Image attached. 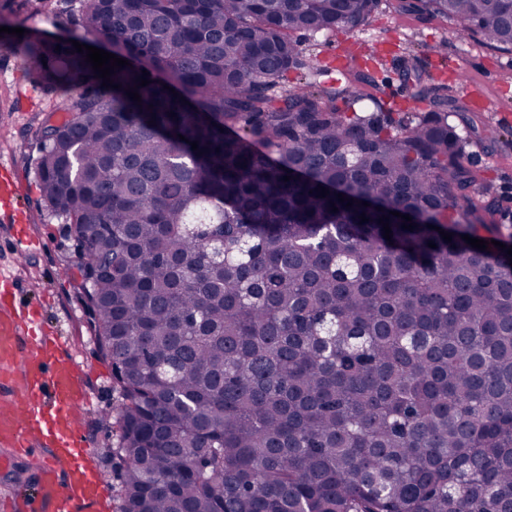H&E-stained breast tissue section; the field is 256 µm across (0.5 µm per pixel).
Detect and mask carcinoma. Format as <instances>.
<instances>
[{"label":"carcinoma","instance_id":"obj_1","mask_svg":"<svg viewBox=\"0 0 512 512\" xmlns=\"http://www.w3.org/2000/svg\"><path fill=\"white\" fill-rule=\"evenodd\" d=\"M377 7L78 0V32L0 42L53 100L36 178L82 245L79 298L122 392V512H512V256L462 239L512 236L467 218L501 206L475 190L463 107L438 82L426 112H351L379 88L366 67L342 89L287 83L295 33ZM397 8L512 50V0ZM74 40L128 61L121 88Z\"/></svg>","mask_w":512,"mask_h":512}]
</instances>
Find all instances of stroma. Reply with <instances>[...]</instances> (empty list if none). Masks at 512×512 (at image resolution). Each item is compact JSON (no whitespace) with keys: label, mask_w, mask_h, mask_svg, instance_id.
<instances>
[{"label":"stroma","mask_w":512,"mask_h":512,"mask_svg":"<svg viewBox=\"0 0 512 512\" xmlns=\"http://www.w3.org/2000/svg\"><path fill=\"white\" fill-rule=\"evenodd\" d=\"M395 5L396 0H381L366 26L301 36L305 66L290 73V80L319 85L337 82L339 52L347 47L361 52L378 44L384 50L376 59L380 89L357 101L356 111L362 114L379 106L386 111L424 112L428 105L416 100L417 83H405L399 77L401 60L414 58L423 79L446 83L449 95L470 109L475 130L466 153L502 202L504 212L496 216V223L512 225V96L500 94L505 74H512V53L489 49L475 39L455 40L452 21L402 14ZM1 85L9 87L13 102L12 111L0 112V127L8 129L0 136V163L10 165V176L18 187L12 211L25 216L31 235L43 241L44 249L17 261V227L11 212L0 209V268L13 272L22 302L41 305L43 325L63 338L86 376L91 403L83 410V432L94 451L91 466L108 491L101 512H119L123 464L116 454L120 435L116 419L122 397L113 386L110 365L97 357L95 338L77 297V238L70 224L41 201L35 176L39 153L26 135L51 101L29 82L22 61L5 52H0ZM478 91L487 107L476 105ZM39 469V459L13 457L0 446V512H7L12 496H35Z\"/></svg>","instance_id":"35a3bbf8"}]
</instances>
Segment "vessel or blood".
<instances>
[{
  "instance_id": "vessel-or-blood-1",
  "label": "vessel or blood",
  "mask_w": 512,
  "mask_h": 512,
  "mask_svg": "<svg viewBox=\"0 0 512 512\" xmlns=\"http://www.w3.org/2000/svg\"><path fill=\"white\" fill-rule=\"evenodd\" d=\"M14 290L13 276L0 272V445L45 455L41 512H91L105 492L75 417L90 402L81 368L61 340L44 334L36 309L15 305Z\"/></svg>"
}]
</instances>
